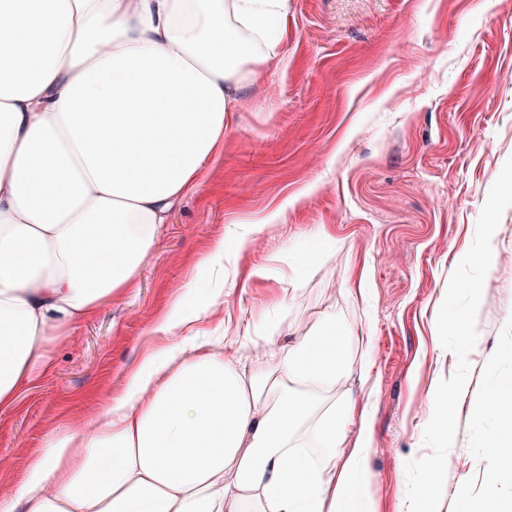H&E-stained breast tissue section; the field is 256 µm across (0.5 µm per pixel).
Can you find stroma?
I'll return each mask as SVG.
<instances>
[{"instance_id": "35a3bbf8", "label": "stroma", "mask_w": 512, "mask_h": 512, "mask_svg": "<svg viewBox=\"0 0 512 512\" xmlns=\"http://www.w3.org/2000/svg\"><path fill=\"white\" fill-rule=\"evenodd\" d=\"M284 43L286 63L246 91L223 158L161 227L137 287L56 344L53 373L0 411V485L48 433L120 392L173 297L212 293L202 327L231 355L235 332L283 306L285 338L330 307L371 337L369 376L348 386L372 403L377 512H402L406 463L428 452L425 388L457 367L432 317L512 157V0H289ZM246 232L242 261L200 268ZM492 244L441 512H461L459 480L481 497L492 464L477 390L512 389V207Z\"/></svg>"}]
</instances>
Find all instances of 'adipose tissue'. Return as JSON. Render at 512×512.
<instances>
[{"label":"adipose tissue","mask_w":512,"mask_h":512,"mask_svg":"<svg viewBox=\"0 0 512 512\" xmlns=\"http://www.w3.org/2000/svg\"><path fill=\"white\" fill-rule=\"evenodd\" d=\"M288 0H0V410L52 344L137 285L176 205L224 153L243 92L283 64ZM175 300L167 341L89 416L50 432L0 512H375L370 431L344 391L371 339L325 312L245 364ZM512 464V394L478 393Z\"/></svg>","instance_id":"ef3b65f1"}]
</instances>
